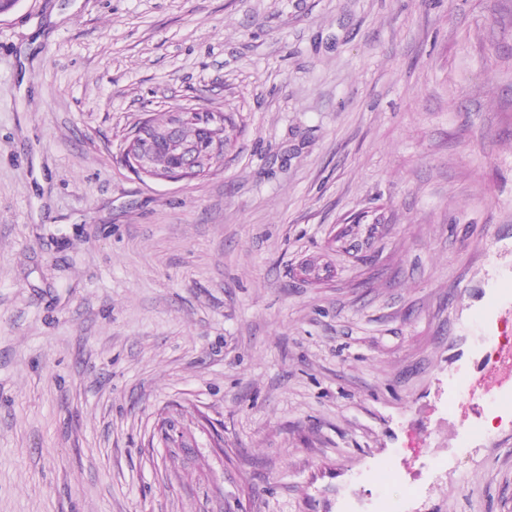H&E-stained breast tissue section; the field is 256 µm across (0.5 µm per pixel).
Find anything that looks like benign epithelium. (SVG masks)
Returning <instances> with one entry per match:
<instances>
[{
	"label": "benign epithelium",
	"instance_id": "7a95c632",
	"mask_svg": "<svg viewBox=\"0 0 512 512\" xmlns=\"http://www.w3.org/2000/svg\"><path fill=\"white\" fill-rule=\"evenodd\" d=\"M194 119L212 133L215 141L205 148L187 145L177 136L181 122ZM224 130V113L200 111L188 107L174 115L173 122L165 129L154 128L144 118L128 134L127 145L122 151L124 165L138 176L168 182L189 181L206 173L212 159L219 153L220 144L216 137ZM161 144L180 157V164L167 171H157L153 166L150 147Z\"/></svg>",
	"mask_w": 512,
	"mask_h": 512
}]
</instances>
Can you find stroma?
I'll list each match as a JSON object with an SVG mask.
<instances>
[{"mask_svg": "<svg viewBox=\"0 0 512 512\" xmlns=\"http://www.w3.org/2000/svg\"><path fill=\"white\" fill-rule=\"evenodd\" d=\"M188 104L232 114L223 163L128 170ZM486 316L512 324V0L0 16V512H512V424L462 464L445 426Z\"/></svg>", "mask_w": 512, "mask_h": 512, "instance_id": "35a3bbf8", "label": "stroma"}]
</instances>
